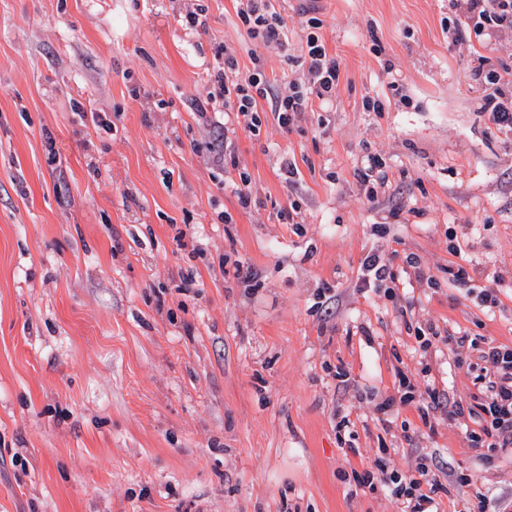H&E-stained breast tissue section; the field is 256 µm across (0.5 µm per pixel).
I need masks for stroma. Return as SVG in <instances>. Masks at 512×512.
<instances>
[{"instance_id": "stroma-1", "label": "stroma", "mask_w": 512, "mask_h": 512, "mask_svg": "<svg viewBox=\"0 0 512 512\" xmlns=\"http://www.w3.org/2000/svg\"><path fill=\"white\" fill-rule=\"evenodd\" d=\"M191 3L204 26L187 25ZM273 4L284 50L248 36L236 0H0V512H405L354 476H412L425 458L451 465L438 512H478L482 493L512 512V454L367 397L403 373L468 393L447 343L421 351L427 323L512 347V137L469 79L478 54L512 64V44L455 43L448 0H314L336 98L292 130L238 131L235 170L223 112L202 124L193 98L219 44L244 73L261 56L273 88L300 78L307 17ZM370 154L387 175L371 200ZM294 203L298 229L275 217ZM373 250L417 254L438 287L360 289ZM463 258L500 279L497 306L449 285Z\"/></svg>"}]
</instances>
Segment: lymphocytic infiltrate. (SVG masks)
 <instances>
[{
    "mask_svg": "<svg viewBox=\"0 0 512 512\" xmlns=\"http://www.w3.org/2000/svg\"><path fill=\"white\" fill-rule=\"evenodd\" d=\"M453 14L452 24L456 42L478 40L494 45L498 36L512 32V0H448ZM236 15L250 37L264 44L287 47V25L284 17L273 7L271 0H240ZM318 18L307 20L310 29L306 48L300 57L302 76L291 82L287 93L273 90L266 82L264 61L253 56V69L241 73L232 52L219 48L224 58L222 65L208 72L203 93L195 99L199 116H206L214 105H222L226 116L243 125L250 133L259 132L262 126L260 101H267L269 108L283 129H290L296 115L308 111L313 100L335 97L340 80V65L330 56L316 30ZM486 57H479L477 66L470 71V78L483 92L482 110L500 132H512V66L500 69L486 66ZM409 277L428 287H435V278L427 276L420 258L408 254L403 266H394L391 259L374 253L365 258L362 287L381 291L396 284L402 277ZM455 356H468V370L473 375V387L463 396H450L436 389L418 395L416 385L408 376H401L400 397H388L384 408L395 404L418 402L420 410L441 409L449 421L466 423V439L470 447L495 452L512 447V348L488 339L477 340L462 332L452 339ZM418 478L406 479L398 473L385 470L368 471L356 477L361 486H374L383 482L392 484L395 496L407 498L409 512H434L435 500L422 489L421 476L427 475V465H419Z\"/></svg>",
    "mask_w": 512,
    "mask_h": 512,
    "instance_id": "f902f5d3",
    "label": "lymphocytic infiltrate"
}]
</instances>
